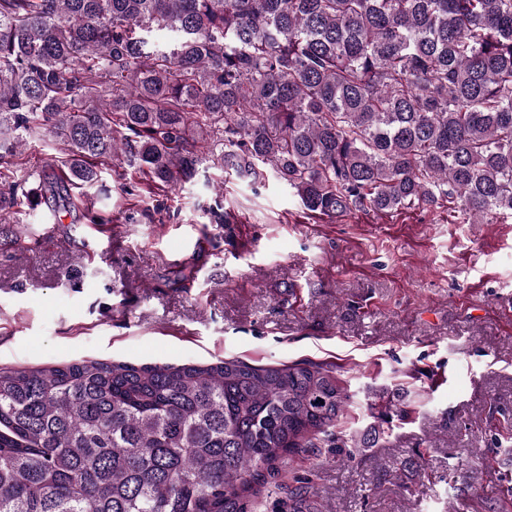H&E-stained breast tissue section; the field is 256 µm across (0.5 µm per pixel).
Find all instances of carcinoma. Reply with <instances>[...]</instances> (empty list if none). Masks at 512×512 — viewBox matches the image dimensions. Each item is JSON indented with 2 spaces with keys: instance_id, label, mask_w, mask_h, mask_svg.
<instances>
[{
  "instance_id": "cac0c4a2",
  "label": "carcinoma",
  "mask_w": 512,
  "mask_h": 512,
  "mask_svg": "<svg viewBox=\"0 0 512 512\" xmlns=\"http://www.w3.org/2000/svg\"><path fill=\"white\" fill-rule=\"evenodd\" d=\"M64 173L8 179L31 139ZM260 168L329 221L512 218V0H0V224ZM332 365L81 358L0 368V512H253L289 461H353ZM308 487L273 512H306Z\"/></svg>"
}]
</instances>
